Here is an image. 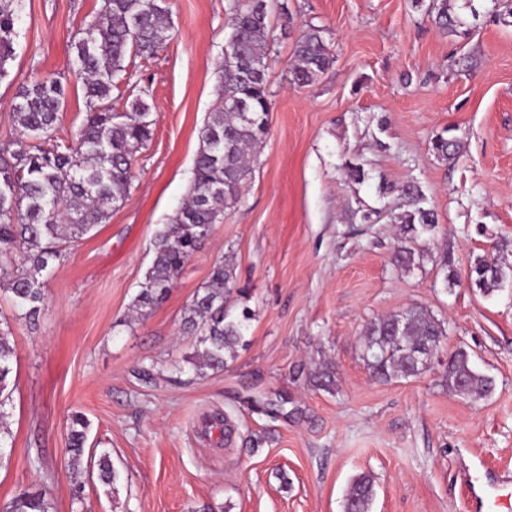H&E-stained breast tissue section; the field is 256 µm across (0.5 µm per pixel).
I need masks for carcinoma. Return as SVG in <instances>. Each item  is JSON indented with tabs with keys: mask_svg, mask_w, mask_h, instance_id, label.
Returning <instances> with one entry per match:
<instances>
[{
	"mask_svg": "<svg viewBox=\"0 0 512 512\" xmlns=\"http://www.w3.org/2000/svg\"><path fill=\"white\" fill-rule=\"evenodd\" d=\"M161 0H101L93 18L74 37L73 65L82 79L86 112L75 138L49 148L62 118L65 88L55 77L22 86L10 116L18 134L0 146V272H6L7 290L31 321L47 306L43 272L63 257L70 243L100 224L124 203L133 180L137 153L152 137L150 106L145 92L134 95L126 112L112 111V89L126 73L129 54L151 57L173 37L172 25ZM25 0H0V78L15 56L16 24ZM430 14L443 30L457 31L458 16L449 12L448 0H432ZM234 51L220 64V83L214 108L204 122L194 157L186 200L158 230L154 257L140 283L132 308L140 315L162 302L173 288L187 260L224 213L241 199L242 187L252 173L251 161L265 139V115L270 109L267 88L270 0H230ZM333 62L322 30L310 27L295 41L292 77L300 85L316 81ZM414 209L406 219L412 237L431 235L436 217L411 196ZM502 270L495 257L475 260L473 283L487 292L501 284ZM234 266L216 262L209 280L197 290L183 317V330L197 336L187 363L194 374L226 368L237 358L249 327L247 310L237 311ZM445 329L422 309L378 318L362 336L368 369L373 377L390 381L414 377L427 370L426 362L438 351ZM15 349L0 332V461L11 432L6 422L10 401V374ZM448 391L474 400L488 396L494 380L476 371L468 352L455 350L445 364ZM88 421L75 413L69 423L71 469L81 464ZM100 481L115 485L120 475L109 453L97 460ZM375 494L367 475L353 479L344 512H370ZM43 490H22L0 512H50Z\"/></svg>",
	"mask_w": 512,
	"mask_h": 512,
	"instance_id": "1",
	"label": "carcinoma"
}]
</instances>
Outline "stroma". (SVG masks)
I'll list each match as a JSON object with an SVG mask.
<instances>
[{
	"mask_svg": "<svg viewBox=\"0 0 512 512\" xmlns=\"http://www.w3.org/2000/svg\"><path fill=\"white\" fill-rule=\"evenodd\" d=\"M286 3L289 30L279 6L269 15L268 134L241 200L167 298L138 317L132 303L155 233L187 192L216 99L229 0H165L172 40L129 60L112 107L126 111L129 93L144 89L154 120L129 200L45 274L49 308L37 325L0 289V331L16 354L0 506L44 487L53 512H344L351 480L366 473L370 512H466L465 477L488 469L508 474L512 494V279L488 294L469 279L488 253L512 268V8L451 0L466 29L456 36L435 25L430 0ZM99 6L27 0L0 79V144L16 137L9 105L19 87L45 76L66 91L54 139H73L86 99L71 43ZM312 25L333 64L300 86L293 48ZM441 136L457 142L454 159L435 152ZM413 192L438 226L414 240L406 268L393 252ZM222 258L252 315L247 345L224 370L172 374L194 349L184 311ZM415 307L443 324V355L465 348L494 379L487 398L449 393L439 366L371 377L367 325ZM324 370L326 386L316 378ZM259 392L286 398V415L252 410L245 399ZM76 412L90 427L75 473L65 448ZM219 414L231 438L210 427ZM105 451L120 474L113 488L91 462Z\"/></svg>",
	"mask_w": 512,
	"mask_h": 512,
	"instance_id": "1",
	"label": "stroma"
}]
</instances>
